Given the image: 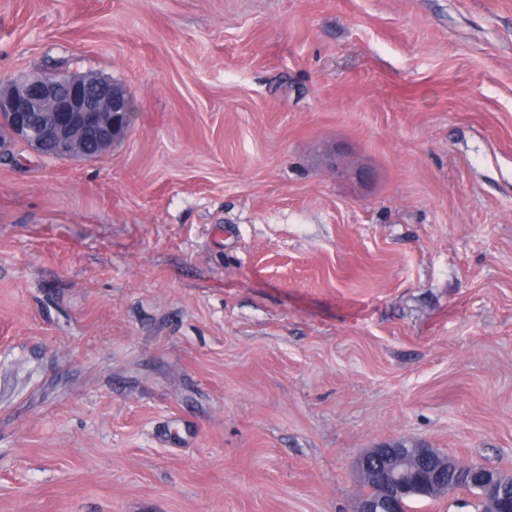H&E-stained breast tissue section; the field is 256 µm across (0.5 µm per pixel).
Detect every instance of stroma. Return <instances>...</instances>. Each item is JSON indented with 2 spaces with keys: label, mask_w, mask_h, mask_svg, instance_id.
I'll use <instances>...</instances> for the list:
<instances>
[{
  "label": "stroma",
  "mask_w": 512,
  "mask_h": 512,
  "mask_svg": "<svg viewBox=\"0 0 512 512\" xmlns=\"http://www.w3.org/2000/svg\"><path fill=\"white\" fill-rule=\"evenodd\" d=\"M0 512H352L402 438L512 471V0H0ZM97 80L74 74L61 84L46 72L10 80L0 87V127L10 128L11 141L58 160L73 154L77 139L108 148L121 118L131 112L128 97L113 92L112 83L116 91L129 92L119 82Z\"/></svg>",
  "instance_id": "1"
}]
</instances>
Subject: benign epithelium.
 Instances as JSON below:
<instances>
[{"mask_svg":"<svg viewBox=\"0 0 512 512\" xmlns=\"http://www.w3.org/2000/svg\"><path fill=\"white\" fill-rule=\"evenodd\" d=\"M128 98L112 90V80L95 83L74 74L60 83L53 73L21 76L0 87V127L12 140L37 154L61 160L74 152L76 140L108 147L121 118L128 117ZM365 483L382 487L380 495L360 497L353 512H390L391 498L401 495L435 496L460 481L478 488L491 512H504L500 498L512 487V473L482 465L462 464L433 448L417 443L408 448L380 445L359 464Z\"/></svg>","mask_w":512,"mask_h":512,"instance_id":"7a95c632","label":"benign epithelium"}]
</instances>
